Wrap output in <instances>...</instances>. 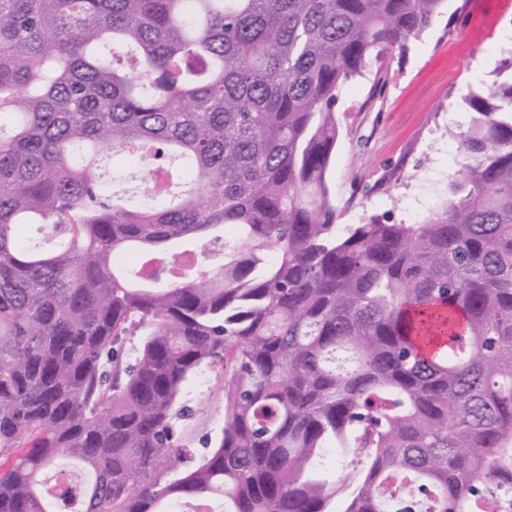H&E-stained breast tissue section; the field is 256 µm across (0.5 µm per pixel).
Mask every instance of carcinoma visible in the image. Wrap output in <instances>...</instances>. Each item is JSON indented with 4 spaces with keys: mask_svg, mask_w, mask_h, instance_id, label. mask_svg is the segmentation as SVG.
<instances>
[{
    "mask_svg": "<svg viewBox=\"0 0 512 512\" xmlns=\"http://www.w3.org/2000/svg\"><path fill=\"white\" fill-rule=\"evenodd\" d=\"M443 3L0 0V512L512 489V80L467 96L423 222L340 231L327 183L340 88ZM117 155L166 186L112 190ZM217 365L224 425L172 477Z\"/></svg>",
    "mask_w": 512,
    "mask_h": 512,
    "instance_id": "cac0c4a2",
    "label": "carcinoma"
}]
</instances>
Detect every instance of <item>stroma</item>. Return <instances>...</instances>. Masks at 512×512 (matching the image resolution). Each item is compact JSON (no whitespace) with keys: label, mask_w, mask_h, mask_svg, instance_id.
Wrapping results in <instances>:
<instances>
[{"label":"stroma","mask_w":512,"mask_h":512,"mask_svg":"<svg viewBox=\"0 0 512 512\" xmlns=\"http://www.w3.org/2000/svg\"><path fill=\"white\" fill-rule=\"evenodd\" d=\"M512 0H446L433 25L390 61L384 82L375 67L341 87L339 137L327 181L339 226L381 218L416 224L439 209L460 167L456 135L471 115V90L512 78V44L502 34ZM194 415L178 443L199 451L224 424L218 370L203 368L184 385Z\"/></svg>","instance_id":"stroma-1"}]
</instances>
